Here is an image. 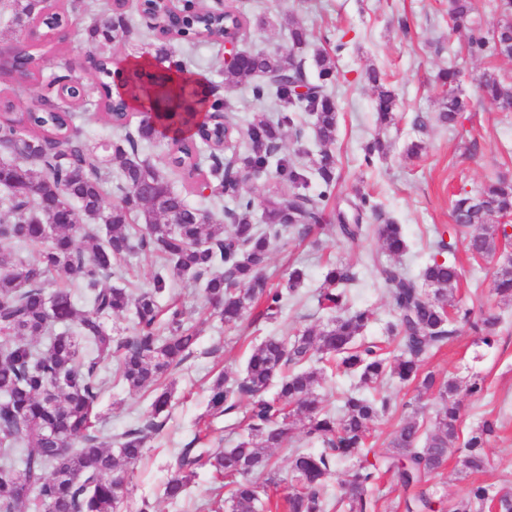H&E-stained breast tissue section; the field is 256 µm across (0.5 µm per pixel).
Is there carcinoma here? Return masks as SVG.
Returning <instances> with one entry per match:
<instances>
[{"label": "carcinoma", "instance_id": "1", "mask_svg": "<svg viewBox=\"0 0 512 512\" xmlns=\"http://www.w3.org/2000/svg\"><path fill=\"white\" fill-rule=\"evenodd\" d=\"M146 2L161 21L150 26L161 60L171 57L174 40L201 41L197 30L216 43L246 35L250 25L234 10L214 16L194 0H186L183 15L174 19L166 0ZM500 2L496 33L486 36L474 17L473 0H448L450 30L468 32L469 55L512 59V0ZM124 7L115 3L98 13L88 31L98 56L96 86L73 88L68 101L49 87L35 112L14 114L11 101H0V150L7 155L0 161V242L15 247L0 253V512H116L148 439L164 427L172 396L165 379L194 353L198 341L186 307L170 296L173 281L199 285L226 324L259 306L261 318L277 320L288 300L300 295L306 272L293 266L286 286L273 287L263 273L271 248L285 232L303 238L323 224L336 187L335 63L324 50H314L319 83L305 98L290 96L311 40L307 28L288 16L280 21L288 27V51L248 52L224 68L227 87L262 78L252 86V97L260 103L275 99L277 120L256 113L247 127L250 145L242 152L234 104L219 96L202 98L195 103L203 112L171 140L168 167L192 179L207 159L204 181L211 196L232 202V224H215L208 210L190 205L158 168L140 159L143 146L164 134L148 122L130 129L126 114L133 106L111 92L115 70L107 49L130 33ZM12 10L21 31L49 44L66 20V10L42 15L33 0H12ZM173 66L175 83L134 72L131 98L149 97L158 88L169 98L192 93L194 83L182 80L189 70L178 61ZM40 71V58L25 51L6 77L18 88L28 87ZM459 75L455 67L439 74L445 95L437 121L444 126H455L469 108L459 91ZM365 76L375 92L376 121L392 124L394 91L376 69ZM479 88L490 105L512 109V83L495 72H483ZM92 104L106 114L115 139L99 144L81 137L77 114ZM301 112L315 118L317 152H307L320 185L315 195L307 193L308 170L277 158L284 129L294 126ZM250 178L266 182L258 218L254 198L243 192ZM370 216L376 223H366ZM451 216L453 231L465 233L473 260L495 258L502 241L489 218L512 217V179L498 175L475 192L454 195ZM371 235L382 251L369 255L367 265L395 312L386 327L388 346L364 336L373 310L349 305V287L357 281L353 267L330 264L316 294L328 322L293 335L267 336L253 349L241 377L231 382L218 374L209 387L207 416L229 415L248 398L242 438L233 448L211 451L204 442L209 425L202 424L170 459L163 488L167 500H182L197 469L208 466L223 480L213 490V504L225 512H378L373 486L385 471L394 474L399 487L397 512H486L492 506L512 512V493L492 484L474 485L455 499L429 484L457 453L470 472L485 471V448L498 436L499 421L485 417L463 432L457 395L462 390L482 394L483 381L422 371L425 360L447 346L461 326L494 346L500 318L476 316L457 300L464 269L445 256L452 246L444 239L411 275L401 263L408 248L401 225L381 217L370 195L358 197L351 216L336 210L337 239L356 242ZM32 245L39 251L29 259L24 252ZM136 249L155 254L159 262L148 287L134 291L127 285L126 257ZM73 287L84 291L87 309L76 307ZM492 292L512 299V265L498 267ZM126 312L133 313V334L116 340L105 320ZM114 357L117 381L150 391L152 402L146 419L112 436L98 425L97 404L107 384L103 364ZM330 361L357 379L335 411L315 393L325 380L317 364ZM388 383L411 387L415 395L400 403L380 392ZM424 395L435 399L430 418L418 406ZM397 413L390 452L369 458L370 424ZM296 416L304 418L305 436L322 448L291 453L289 491L282 503H273L261 498L252 476L273 473L275 463L263 449L282 447ZM345 463L346 477L331 496L329 481Z\"/></svg>", "mask_w": 512, "mask_h": 512}]
</instances>
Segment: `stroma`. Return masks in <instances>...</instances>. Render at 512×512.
<instances>
[{
	"instance_id": "35a3bbf8",
	"label": "stroma",
	"mask_w": 512,
	"mask_h": 512,
	"mask_svg": "<svg viewBox=\"0 0 512 512\" xmlns=\"http://www.w3.org/2000/svg\"><path fill=\"white\" fill-rule=\"evenodd\" d=\"M70 10V36L43 55L41 84L12 94L9 84L0 85V94L15 95L17 105L36 104L41 85L62 73L66 63H79L88 50L87 31L95 13L110 8L112 0H76ZM249 18L264 16L270 24L250 28L239 42L243 51H284L288 31L276 23L279 15L293 13L308 29L313 47L329 52L336 65L333 90L338 105L335 152L338 179L335 199L328 202V218L346 207L356 193L372 195L383 212L401 224L409 249L404 262L418 271L429 259L431 241L439 239L450 223V202L460 190H478L499 172L512 177V112H501L483 102L478 79L487 65H495L499 75L512 82V60L487 62L469 57L464 49L465 34L448 31V0H224ZM175 60L186 62L190 71L204 78L218 95L236 100L240 126H247L253 111L248 105L250 81L228 88L224 85V49L202 43L194 48L173 46ZM457 64L463 71L461 88L471 102L468 112L455 127L439 125L435 116L442 89L437 80L440 69ZM378 67L387 84L397 94L394 125L378 127L375 95L365 79L369 67ZM388 146L386 159L374 167L362 163L363 148L374 139ZM420 141L419 157L406 153L411 142ZM455 255L466 277L459 296L474 313L499 315L502 332L494 347H486L469 331H461L447 348L428 358L425 370L441 376L477 374L484 377L488 393L483 397L462 396V428L470 430L485 415L498 417L499 435L487 448L488 469L481 474L462 470L458 458H450L445 469L433 476L440 492L448 497L464 496L476 483L512 487V302L503 303L491 292L496 261L470 259L463 235L452 236ZM376 237L356 243L337 240L329 228H316L310 240L282 236L270 254L268 269L284 275L291 263L303 266L307 280L306 298L289 303L276 323L245 318L236 328H227L210 316L202 291L194 284L178 283L175 292L183 301L199 330L196 350L172 376L174 392L171 417L161 433L146 448V460L133 475L120 512H136L141 500H149L154 512H211V493L218 486L215 475L199 469L188 496L172 503L162 496L169 477L167 464L177 448L190 441L200 417L207 410V387L219 372L238 377L252 349L264 337L292 333L325 323L326 312L318 310L313 295L323 283L328 262L357 266L359 281L353 302L375 313L367 328V338L382 340L386 326L394 318L381 284L362 261L366 254L380 251ZM151 397L145 391L108 384L98 401L100 420L107 432L119 434L149 415ZM300 430H292L284 446L273 449L277 463L274 482L257 476L262 495L277 498L289 487V451L313 449Z\"/></svg>"
}]
</instances>
